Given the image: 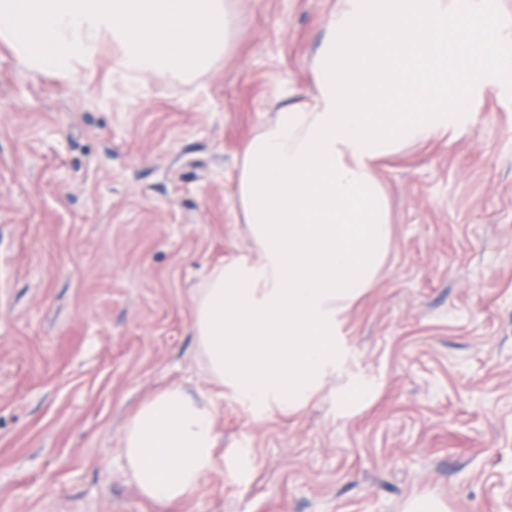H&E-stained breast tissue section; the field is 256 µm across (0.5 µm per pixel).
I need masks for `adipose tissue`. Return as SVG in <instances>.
I'll use <instances>...</instances> for the list:
<instances>
[{"mask_svg": "<svg viewBox=\"0 0 512 512\" xmlns=\"http://www.w3.org/2000/svg\"><path fill=\"white\" fill-rule=\"evenodd\" d=\"M485 61L448 0H336L312 89L246 144L237 194L260 261L240 257L197 289L192 329L208 374L261 415L294 410L343 361L340 318L389 244L378 159L466 127L473 100L512 77V29ZM215 405L168 385L128 419L122 448L140 492L180 501L213 467Z\"/></svg>", "mask_w": 512, "mask_h": 512, "instance_id": "adipose-tissue-1", "label": "adipose tissue"}]
</instances>
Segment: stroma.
<instances>
[{
	"label": "stroma",
	"mask_w": 512,
	"mask_h": 512,
	"mask_svg": "<svg viewBox=\"0 0 512 512\" xmlns=\"http://www.w3.org/2000/svg\"><path fill=\"white\" fill-rule=\"evenodd\" d=\"M335 6L233 0L219 61L135 94L111 83L113 50L72 81L0 44V512H512V82L378 162L387 255L306 406L254 416L204 370L193 290L258 255L243 147L310 86ZM172 383L214 402L220 440L166 505L121 437Z\"/></svg>",
	"instance_id": "1"
}]
</instances>
